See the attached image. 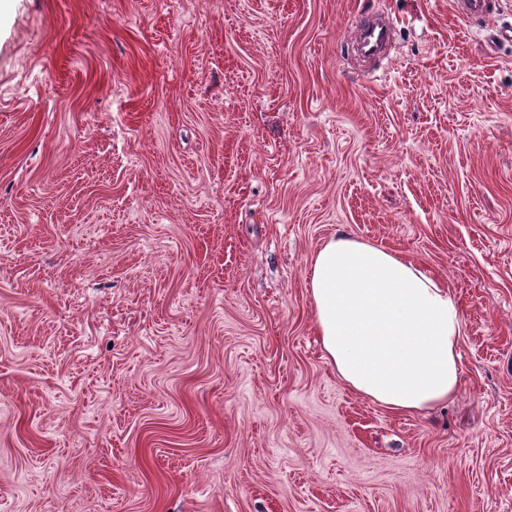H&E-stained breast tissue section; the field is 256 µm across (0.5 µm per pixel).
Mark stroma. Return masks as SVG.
Listing matches in <instances>:
<instances>
[{
    "mask_svg": "<svg viewBox=\"0 0 512 512\" xmlns=\"http://www.w3.org/2000/svg\"><path fill=\"white\" fill-rule=\"evenodd\" d=\"M485 35L456 0H0V512H512ZM341 231L458 297L447 405L337 378L306 279ZM395 33L394 25L387 20H376L362 14L354 27V38L371 53L380 50Z\"/></svg>",
    "mask_w": 512,
    "mask_h": 512,
    "instance_id": "obj_1",
    "label": "stroma"
}]
</instances>
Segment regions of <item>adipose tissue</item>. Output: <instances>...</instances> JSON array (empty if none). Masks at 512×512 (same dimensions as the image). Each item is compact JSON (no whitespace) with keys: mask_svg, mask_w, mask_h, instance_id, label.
I'll return each instance as SVG.
<instances>
[{"mask_svg":"<svg viewBox=\"0 0 512 512\" xmlns=\"http://www.w3.org/2000/svg\"><path fill=\"white\" fill-rule=\"evenodd\" d=\"M308 290L316 332L345 385L397 412L455 395L460 303L417 264L341 233L316 253Z\"/></svg>","mask_w":512,"mask_h":512,"instance_id":"1","label":"adipose tissue"}]
</instances>
